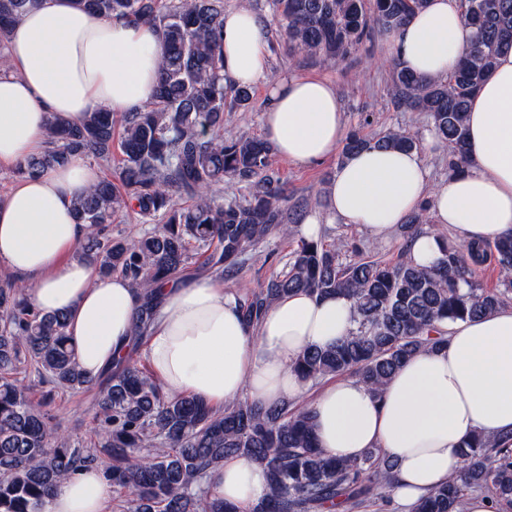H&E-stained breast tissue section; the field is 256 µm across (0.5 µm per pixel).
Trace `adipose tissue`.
Wrapping results in <instances>:
<instances>
[{
	"label": "adipose tissue",
	"instance_id": "1",
	"mask_svg": "<svg viewBox=\"0 0 512 512\" xmlns=\"http://www.w3.org/2000/svg\"><path fill=\"white\" fill-rule=\"evenodd\" d=\"M472 31L457 0H429L392 40L393 56L426 79L448 75ZM267 25L239 7L224 14V83L255 85L269 72ZM164 51L159 27L105 19L75 0H38L13 25L9 70L0 73V168L47 148L50 117L72 121L102 109L135 112L152 99ZM264 138L299 167L335 158L345 138L336 87L317 75L277 79L262 114ZM469 160L461 173L433 182L423 151L368 147L336 168L325 207L308 210L300 233L318 239L324 224H356L391 238L413 213L429 207L465 245L491 246L512 235V49L502 52L474 93L467 117ZM75 160L23 178L0 200V263L26 286L28 302L67 317L84 373L98 376L125 356L140 293L128 278L102 275L79 257L87 228L74 202L100 179ZM143 353L173 396L191 393L213 405L238 399L267 406L302 399L292 369L308 348L345 338L353 307L346 297L292 292L254 323L242 296L218 279L168 284ZM323 450L345 459L381 448L397 462V512L461 469L462 442L475 433L512 429V306L452 324L448 346L410 357L375 396L352 376L323 384L311 402ZM214 492L250 512L267 492L263 467L230 456L211 475ZM110 488L101 471L64 480L45 512H106Z\"/></svg>",
	"mask_w": 512,
	"mask_h": 512
}]
</instances>
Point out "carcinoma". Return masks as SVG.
I'll use <instances>...</instances> for the list:
<instances>
[{"mask_svg": "<svg viewBox=\"0 0 512 512\" xmlns=\"http://www.w3.org/2000/svg\"><path fill=\"white\" fill-rule=\"evenodd\" d=\"M38 0H0V50L13 21ZM103 17L162 29L165 53L153 102L122 115L93 111L71 123L48 121V148L15 168L20 177L74 159L112 160L122 155L126 192L103 179L75 204L87 225L82 255L106 274H121L143 302L132 347L145 342L156 288L198 276L236 279L246 260L273 236L288 237L309 206L287 193L271 168L273 150L259 137L224 135V113L250 107V87L224 85V9L221 0H76ZM427 0H274L288 50L334 63L372 41L395 36ZM474 34L448 77L425 81L392 63L388 92L397 108L424 115L437 141L449 146L448 172L466 160V111L472 94L502 50L512 47V0H458ZM413 149L418 140L393 129L376 137L350 132L341 157L368 146ZM245 183V194L220 196L224 180ZM186 201L180 203L176 196ZM158 220L136 239L107 233L108 219L128 211ZM429 223L423 208L401 226L410 241ZM493 261L501 287L488 290L478 273ZM303 290L318 297L346 296L355 319L349 335L328 348L306 350L293 364L302 381L348 374L378 396L412 354L447 346L448 322L473 318L512 303V237L485 247L444 244L434 269L393 263L340 246L298 237L284 270L242 299L257 321L277 298ZM50 389L33 403L18 375ZM97 390L91 442L57 433L45 407L55 392ZM231 455H247L266 471L268 491L252 512H356L388 502L396 460L379 448L355 461L331 459L319 449L308 404L269 407L246 400L210 407L193 395L170 396L129 354L97 377L79 368L63 315H42L15 280L0 284V512H44L64 479L100 465L112 486L129 489V512H238L216 496L205 478ZM458 475L422 496L412 512H461L475 493L512 509V433L471 436L461 447Z\"/></svg>", "mask_w": 512, "mask_h": 512, "instance_id": "obj_1", "label": "carcinoma"}]
</instances>
